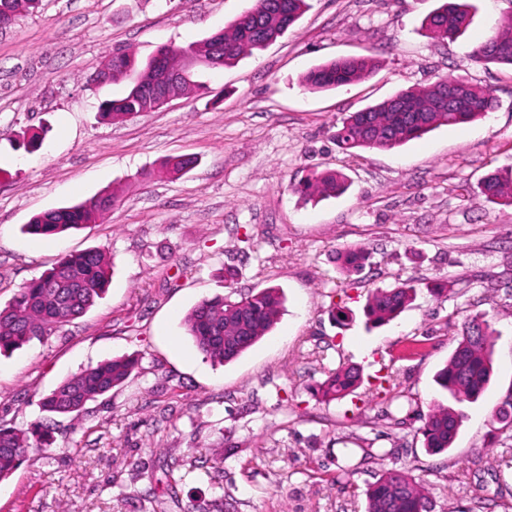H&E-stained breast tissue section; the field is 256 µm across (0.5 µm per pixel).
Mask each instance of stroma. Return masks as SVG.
<instances>
[{
  "instance_id": "1",
  "label": "stroma",
  "mask_w": 512,
  "mask_h": 512,
  "mask_svg": "<svg viewBox=\"0 0 512 512\" xmlns=\"http://www.w3.org/2000/svg\"><path fill=\"white\" fill-rule=\"evenodd\" d=\"M468 3L464 35L436 43L421 24L438 0H308L275 42L203 71L205 94L120 122L100 105L123 85L88 81L109 52L146 58L201 40L252 0H42L0 31V305L67 253L106 249L111 274L84 315L0 355V423L51 438L0 481V512H365L366 489L392 469L426 485L433 512H512V446L490 419L512 397V208L479 190L488 171L512 169V68L471 59L478 36L512 18V0ZM365 53L378 67L361 81L299 84L314 65ZM449 74L490 88L497 108L346 162L332 139L346 115ZM28 130L40 136L32 152ZM177 156L195 167L159 175ZM339 167L343 195L296 193L310 171ZM112 189L118 202L86 229L24 231ZM348 245L372 254L355 285L336 258ZM227 265L237 292L277 287L285 303L267 336L218 364L184 318L225 294ZM443 277L455 294L420 291L395 321L366 328L373 289ZM344 292L353 318L340 326L330 309ZM476 311L497 331L493 375L453 448L431 454L419 429L451 402L434 376ZM126 356L136 371L79 418L41 411L66 378ZM341 365L359 367L362 386L321 401L318 384ZM385 366L395 382L373 396Z\"/></svg>"
}]
</instances>
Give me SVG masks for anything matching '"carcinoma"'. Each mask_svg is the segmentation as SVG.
Segmentation results:
<instances>
[{"label":"carcinoma","mask_w":512,"mask_h":512,"mask_svg":"<svg viewBox=\"0 0 512 512\" xmlns=\"http://www.w3.org/2000/svg\"><path fill=\"white\" fill-rule=\"evenodd\" d=\"M41 0H0V17L15 23L21 12H36ZM307 9V0H255L254 7L220 30L188 46L175 47L164 65L175 69L180 54L200 58L216 56L220 67L261 50L282 36ZM470 16L458 0H444L422 22L427 37L454 41L469 25ZM473 61L486 68L512 67V20L497 25L485 42L472 53ZM155 57L145 60L132 51L112 55L107 83H126L124 94L106 101L102 117L120 121L154 111V98L142 87L155 84L159 73L153 69ZM377 61L371 55L343 57L311 67L299 79L309 92L333 90L370 75ZM494 107L490 90L461 77H441L435 82L403 90L394 96L353 112L336 127V145L349 155L356 150L388 151L419 139L440 126L472 123ZM193 164L189 158L165 161L160 173L179 174ZM347 176L337 169L313 172L295 187L307 199L334 196L347 189ZM485 201L512 208V172L493 170L480 184ZM117 202L114 192L104 191L80 203L51 209L36 215L25 232L49 238L69 230L88 227ZM343 272L351 276L365 269L370 254L360 246L339 251ZM109 262L101 248H91L62 257L58 263L19 289L7 306L0 307V352L21 349L50 336L57 327L83 315L103 295L109 276ZM235 271L224 269L229 291L223 296L204 298L186 315L184 325L197 348L217 363L231 362L266 336L276 324L283 296L276 288L238 294L232 288ZM455 281L443 278L425 283L436 297L454 293ZM420 284L402 282L392 288H376L366 300L364 313L373 325H383L405 310L416 298ZM496 330L480 312L466 316L458 344L448 361L435 375L438 387L448 392L458 407L435 405L424 419L421 435L429 452L443 453L452 447L464 413L459 406L478 400L492 373V347ZM138 366V359H110L86 368L62 381L40 400L43 411L53 415H79L85 406L123 384ZM362 383L354 366L336 368L318 385L321 400L331 402L353 393ZM49 440L35 432L0 425V480L18 468L31 448H45ZM365 512H428L426 488L408 474L390 470L365 491Z\"/></svg>","instance_id":"obj_1"}]
</instances>
